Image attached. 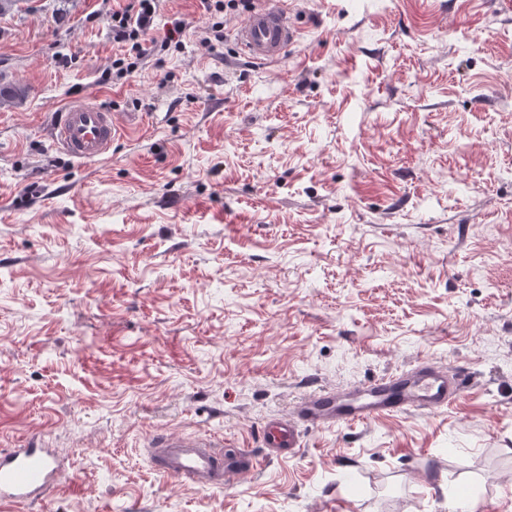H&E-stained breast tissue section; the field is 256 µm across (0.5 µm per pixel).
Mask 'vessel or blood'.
Instances as JSON below:
<instances>
[{"mask_svg":"<svg viewBox=\"0 0 512 512\" xmlns=\"http://www.w3.org/2000/svg\"><path fill=\"white\" fill-rule=\"evenodd\" d=\"M300 37L290 22L286 0H267L237 30V42L255 59L273 62ZM122 129L119 116L96 97L69 101L52 126V140L79 162L104 159ZM467 372L421 364L357 387L350 394L319 390L303 399L296 416L266 423L264 456H294L299 424L312 426L362 423L410 410L435 412L454 403L470 387ZM153 464L167 476L201 490L232 485L256 470L261 457L245 448L223 449L220 443L166 436L152 445ZM65 470L52 448L30 444L0 452V501L35 502L56 486Z\"/></svg>","mask_w":512,"mask_h":512,"instance_id":"1","label":"vessel or blood"}]
</instances>
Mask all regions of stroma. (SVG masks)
Wrapping results in <instances>:
<instances>
[{"label": "stroma", "mask_w": 512, "mask_h": 512, "mask_svg": "<svg viewBox=\"0 0 512 512\" xmlns=\"http://www.w3.org/2000/svg\"><path fill=\"white\" fill-rule=\"evenodd\" d=\"M130 3L0 13V448L68 460L0 512H512V0H290L275 63L237 49L245 13L161 0L184 50L119 78ZM88 87L123 129L80 164L50 128ZM422 362L474 386L229 487L150 460L161 434L261 453L311 392Z\"/></svg>", "instance_id": "35a3bbf8"}]
</instances>
